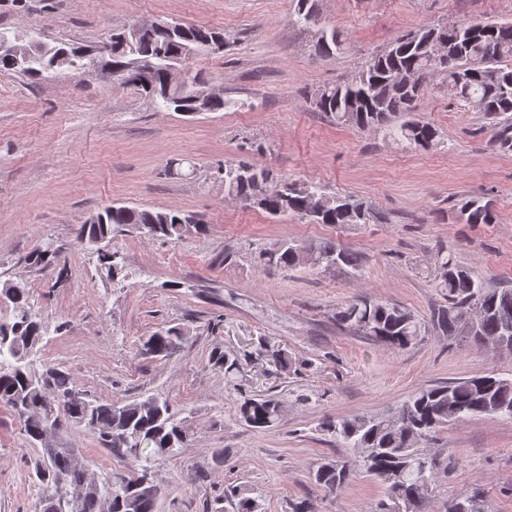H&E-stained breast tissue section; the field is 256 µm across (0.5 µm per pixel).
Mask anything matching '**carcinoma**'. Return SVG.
Instances as JSON below:
<instances>
[{"label":"carcinoma","instance_id":"1","mask_svg":"<svg viewBox=\"0 0 512 512\" xmlns=\"http://www.w3.org/2000/svg\"><path fill=\"white\" fill-rule=\"evenodd\" d=\"M224 33L214 28L182 23L167 29L149 26L134 31L113 32L106 38L109 51L104 56L92 49L73 44L49 45L35 39L17 40L0 31V44L15 50L14 55L0 53V72L18 73L34 80L60 69L80 72L99 61L118 69L115 79L148 98L160 112L194 114L196 104L189 95L172 93L165 96L163 85L169 72L188 68L196 56L195 48L207 39ZM406 39L398 52L375 54L360 66L349 82L324 87L310 94L311 108L324 113L336 123L358 129L378 130L393 140L405 141L426 149L438 137L437 129L428 122L413 118L424 89L402 91L395 85L400 76H411L428 67L434 75H447L434 69L428 56V40L445 45L451 53L457 48L466 52L460 61L463 82L454 95L471 104L483 101L495 116L512 112V22L493 27L481 21L457 24H431L402 35ZM342 44L340 34L326 29L318 35L315 51L334 55ZM137 59L153 64L151 82L142 84L128 69ZM228 176L224 194L229 197L254 196L251 171L266 183L261 197L252 207L271 217L292 214L312 224H370L381 216L369 201L352 195L328 191L321 185L296 187L272 169L247 161L226 163ZM98 223L80 226L78 239L88 244L107 245L114 228L128 226L153 237L174 241L192 215L172 209H150L112 205L96 213ZM459 217L466 224H493L495 214L489 203L479 198L465 201ZM66 245L36 248L25 258L27 265L42 269L55 262ZM270 268H294L303 263L313 267H336L357 273L362 259L351 249L332 241L301 246L288 241L262 254ZM437 287L444 292L448 304L435 308L431 325L451 338L461 335L467 316L479 312L476 335L486 339L503 332L504 321L512 323V289L489 288L481 279L461 266L455 256L439 250L435 257ZM0 297L13 305L11 322H0V404L10 408L29 442H42L47 428L68 422L95 435L100 447L130 460L134 469L127 476L116 477L111 484H127L133 488L129 500L118 501L86 481L85 460L70 448L43 449L35 464V478L41 489L34 512H48L49 502L57 497L63 482L79 489L73 503L64 512H156L157 488L152 468L158 457H175L187 447L189 434L165 399L147 397L136 402H109L93 399L79 391L70 374L55 366L37 368L30 356L41 343L45 329L41 320L28 310V292L6 280L0 284ZM336 325L359 336L383 343L394 350H405L422 335V323L410 311L391 303L368 297H357L336 311ZM185 342L183 327L167 325L147 338L144 348L153 356L170 357ZM212 366L231 374L240 368V360L221 349L212 351ZM282 404L274 396L248 397L238 407L242 421L259 431L278 423ZM485 415L512 418V379L470 377L445 385L420 390L390 413L377 417L355 414L321 422L324 432L336 437L343 447L356 453V465L377 480L385 489L386 499L373 512H385L386 501L400 500L406 512H427L440 466L433 467L428 484L419 483L420 462L430 454L422 445L450 423L466 422ZM354 470L342 461H327L313 472L315 483L326 495L337 496L349 484ZM257 490L237 485L224 487V499L234 503L235 512H259ZM467 499L477 504L478 512H488L481 492L473 490L455 498L448 512Z\"/></svg>","mask_w":512,"mask_h":512}]
</instances>
